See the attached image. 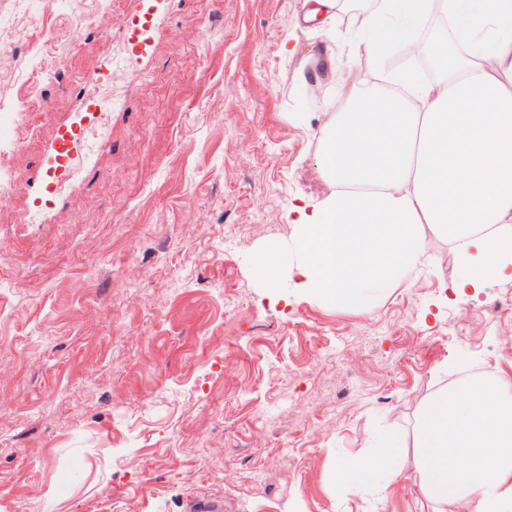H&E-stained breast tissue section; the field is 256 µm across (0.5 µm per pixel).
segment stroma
<instances>
[{"instance_id":"35a3bbf8","label":"stroma","mask_w":512,"mask_h":512,"mask_svg":"<svg viewBox=\"0 0 512 512\" xmlns=\"http://www.w3.org/2000/svg\"><path fill=\"white\" fill-rule=\"evenodd\" d=\"M92 9L0 0V90L54 74L0 141V512H431L421 405L463 369L512 374V283L458 294L433 236L363 309L292 271L297 207L334 190L320 136L385 60L351 10L321 27L304 0H112L111 42L14 41ZM89 71L120 99L104 133ZM388 439L400 476L337 485Z\"/></svg>"}]
</instances>
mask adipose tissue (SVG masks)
<instances>
[{"instance_id": "adipose-tissue-1", "label": "adipose tissue", "mask_w": 512, "mask_h": 512, "mask_svg": "<svg viewBox=\"0 0 512 512\" xmlns=\"http://www.w3.org/2000/svg\"><path fill=\"white\" fill-rule=\"evenodd\" d=\"M436 12L434 78L363 80L320 138L336 190L299 218L296 274L329 304L401 284L429 233L453 246L458 293L512 281V0H367L360 43L377 57L416 43ZM386 448L341 463L337 484L396 478L402 451ZM413 463L436 512H502L512 502V377L496 367L429 396Z\"/></svg>"}]
</instances>
